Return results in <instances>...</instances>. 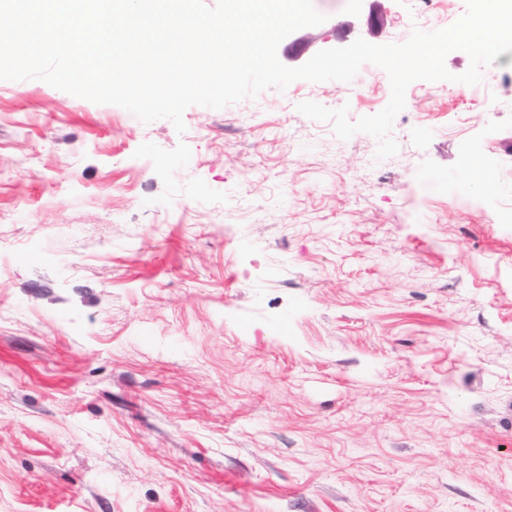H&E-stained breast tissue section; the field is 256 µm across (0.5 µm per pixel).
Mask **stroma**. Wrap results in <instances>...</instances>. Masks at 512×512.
<instances>
[{
	"label": "stroma",
	"instance_id": "obj_1",
	"mask_svg": "<svg viewBox=\"0 0 512 512\" xmlns=\"http://www.w3.org/2000/svg\"><path fill=\"white\" fill-rule=\"evenodd\" d=\"M313 2L286 66L420 6ZM485 71L411 83L382 161L296 109L378 113L373 64L181 133L0 81V512H512V52Z\"/></svg>",
	"mask_w": 512,
	"mask_h": 512
}]
</instances>
